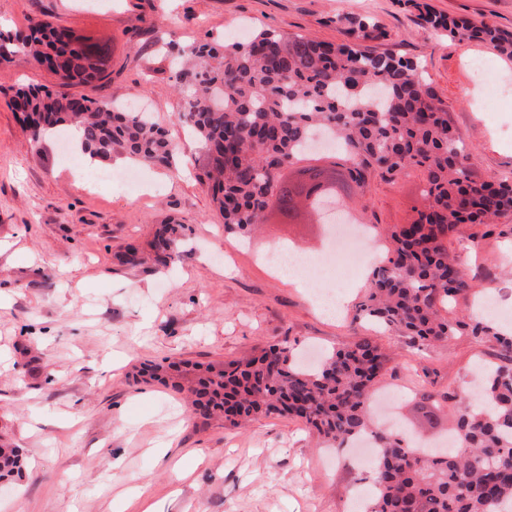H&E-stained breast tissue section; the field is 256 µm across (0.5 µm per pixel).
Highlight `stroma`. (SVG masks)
Returning a JSON list of instances; mask_svg holds the SVG:
<instances>
[{
  "label": "stroma",
  "instance_id": "35a3bbf8",
  "mask_svg": "<svg viewBox=\"0 0 512 512\" xmlns=\"http://www.w3.org/2000/svg\"><path fill=\"white\" fill-rule=\"evenodd\" d=\"M0 0V29L50 21L108 44L103 78L64 82L45 68L0 65V439L27 451V468L0 484V512H351L364 489L355 459H341L305 426L271 416L249 426L202 423L164 388L133 382L135 365L164 358L208 363L285 341L330 350L369 336L392 355L380 390L399 386L392 422L412 438L443 442L452 410L426 425L420 394L459 390L495 360L492 342L458 336L419 351L405 338L356 318L366 291L351 279L333 315L311 301L305 282L260 260L288 243L309 257L325 253L319 224H263L230 234L196 178L203 152L178 120L173 51L223 38L244 42L272 28L341 43L336 16L379 21L377 51L417 61L472 149V172L512 180V60L476 40L434 30L428 13L512 31V0ZM494 58L504 95L496 111L471 63ZM26 87L71 97L118 99L152 113L181 146L175 169L145 167L129 185L76 176L58 139L35 149L7 104ZM416 172L374 179L362 224H403L420 205ZM186 226L184 259L162 269L117 258L128 244L147 248L154 225ZM472 289L453 306L471 315L495 296L497 322L512 328V236L453 242ZM166 447L165 461L155 450ZM203 449L202 461L192 452Z\"/></svg>",
  "mask_w": 512,
  "mask_h": 512
}]
</instances>
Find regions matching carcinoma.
<instances>
[{
    "mask_svg": "<svg viewBox=\"0 0 512 512\" xmlns=\"http://www.w3.org/2000/svg\"><path fill=\"white\" fill-rule=\"evenodd\" d=\"M436 29L477 39L512 58V32L429 16ZM348 41L326 43L271 29L244 44L199 43L176 71L175 82L194 109L179 115L192 124L205 156L199 179L212 190L224 230L245 236L271 215L285 223L302 210L324 223L326 207L343 198L368 208L372 179L418 172L424 204L407 224L386 226L384 261L359 304V316L407 339L417 350L467 333L498 348L483 386L460 396L451 431L457 451L412 448L377 429L370 417L374 387L391 355L358 336L306 369L286 343L257 355L206 365L167 359L142 364L138 375L187 394L193 414L242 426L272 415L300 421L332 448L365 435L376 439L366 512H505L512 506V332L490 319L449 316L471 285L448 243L471 233H496L512 217V184L479 179L471 153L448 120V109L416 62L380 53L370 42L386 38L373 19L336 17ZM109 47L50 22L26 32H0V65L37 63L67 82L98 78ZM11 104L24 116L33 144L72 129L78 160L112 163L116 154L144 164L172 165L178 144L151 117L122 112L108 101L68 98L40 88L19 89ZM320 126L341 143L347 188L303 194V181L286 183L284 170L310 148ZM183 224H158L150 258L166 268L182 257ZM24 449L0 445V479L22 472Z\"/></svg>",
    "mask_w": 512,
    "mask_h": 512,
    "instance_id": "carcinoma-1",
    "label": "carcinoma"
}]
</instances>
